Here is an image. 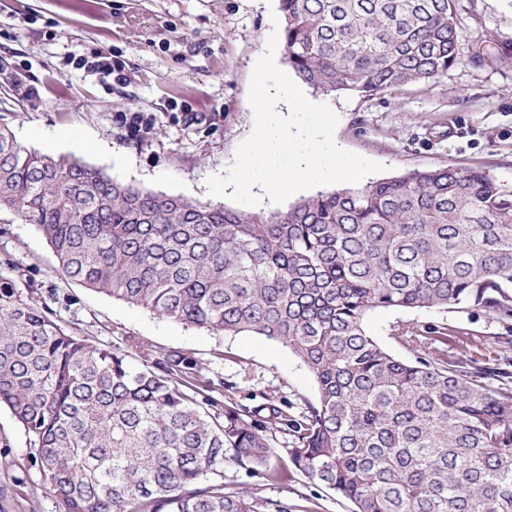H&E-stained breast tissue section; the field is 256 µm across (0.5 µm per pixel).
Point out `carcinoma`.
<instances>
[{
    "instance_id": "carcinoma-1",
    "label": "carcinoma",
    "mask_w": 512,
    "mask_h": 512,
    "mask_svg": "<svg viewBox=\"0 0 512 512\" xmlns=\"http://www.w3.org/2000/svg\"><path fill=\"white\" fill-rule=\"evenodd\" d=\"M458 0H279L288 63L314 91L373 96L460 61ZM33 224L68 279L214 334L290 348L318 404L276 395L224 420L189 398L183 356L133 368L66 331L0 275V405L37 444L58 512H290L260 489L207 484L228 466L277 477L276 434L351 512H512V373L495 352L448 363L446 327L376 309H482L512 323V189L487 172L412 170L319 190L267 216L112 179L0 129V209Z\"/></svg>"
}]
</instances>
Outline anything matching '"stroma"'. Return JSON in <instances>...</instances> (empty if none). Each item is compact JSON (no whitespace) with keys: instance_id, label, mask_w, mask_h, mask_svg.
<instances>
[{"instance_id":"35a3bbf8","label":"stroma","mask_w":512,"mask_h":512,"mask_svg":"<svg viewBox=\"0 0 512 512\" xmlns=\"http://www.w3.org/2000/svg\"><path fill=\"white\" fill-rule=\"evenodd\" d=\"M278 0H0V128L43 154L82 157L119 182L234 208L211 196L207 181L225 174L254 127L250 83L274 30ZM461 60L430 82L402 84L375 96L312 93L339 117L345 150L382 164L375 182L411 170L453 167L491 173L512 187V0H459ZM490 46L483 62L475 52ZM106 49L126 82L75 69L72 61ZM140 113L150 133L132 131ZM0 274L67 332L125 355L135 366L182 354L195 363L181 387L255 406L274 393L297 415L318 401L313 375L288 347L250 333L215 335L83 288L63 277L36 227L0 210ZM410 321L447 327L437 348L464 365L505 334L478 309H377L365 325L394 356L414 354L392 334ZM278 479L241 468L207 482L259 485L263 497L292 512H349L333 491L307 479L281 450ZM32 437L0 407V512H57L36 462Z\"/></svg>"}]
</instances>
